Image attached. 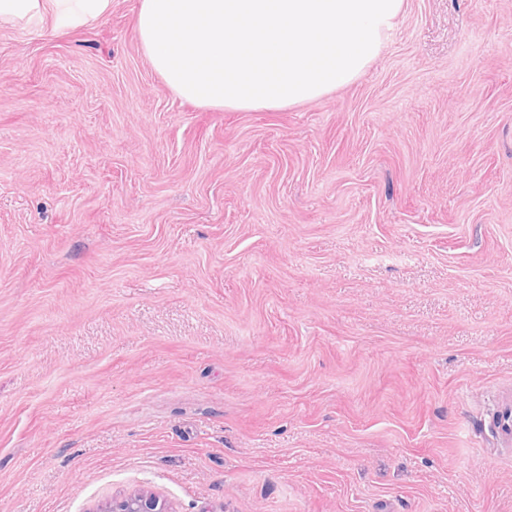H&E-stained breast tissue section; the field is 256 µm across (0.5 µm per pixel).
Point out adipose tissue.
<instances>
[{
  "mask_svg": "<svg viewBox=\"0 0 512 512\" xmlns=\"http://www.w3.org/2000/svg\"><path fill=\"white\" fill-rule=\"evenodd\" d=\"M111 6L112 0H0V20L55 30L82 25Z\"/></svg>",
  "mask_w": 512,
  "mask_h": 512,
  "instance_id": "obj_1",
  "label": "adipose tissue"
}]
</instances>
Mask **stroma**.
Instances as JSON below:
<instances>
[{
	"mask_svg": "<svg viewBox=\"0 0 512 512\" xmlns=\"http://www.w3.org/2000/svg\"><path fill=\"white\" fill-rule=\"evenodd\" d=\"M140 0L0 22V512H512V0L353 85L174 95ZM489 433L495 447L491 463L512 454V390L496 396L491 403ZM109 512H169L165 504L153 494H134L117 504Z\"/></svg>",
	"mask_w": 512,
	"mask_h": 512,
	"instance_id": "35a3bbf8",
	"label": "stroma"
}]
</instances>
